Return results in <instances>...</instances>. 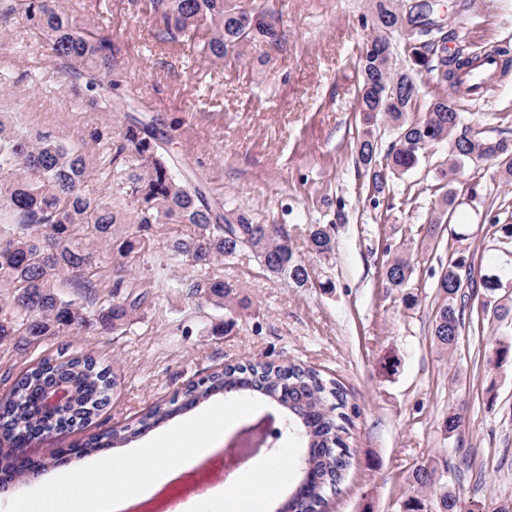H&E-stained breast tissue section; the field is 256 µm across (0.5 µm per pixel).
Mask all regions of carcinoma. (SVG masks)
<instances>
[{"instance_id": "cac0c4a2", "label": "carcinoma", "mask_w": 512, "mask_h": 512, "mask_svg": "<svg viewBox=\"0 0 512 512\" xmlns=\"http://www.w3.org/2000/svg\"><path fill=\"white\" fill-rule=\"evenodd\" d=\"M145 14L154 31L166 40H188L213 64L240 58L241 51L257 43L276 41L282 35L265 21L270 9L245 10L234 0H144ZM430 0H370L373 36L356 59L360 74L357 98L362 130L355 147L356 164L375 194H383L395 178L415 169L427 147L448 144V168L441 170L448 189L438 199L439 216L430 222L428 234L436 232L457 204L451 184L467 163L495 161L500 173L512 179V145L485 135L480 126H461L458 109L440 94L422 90L416 74L424 71L439 87H448L459 97L470 88L463 78L482 66L483 59L499 62L505 75L512 60L494 46L473 54L462 49L438 56V44L456 37L442 34L441 24L431 19ZM21 22L40 36L61 62L66 77L83 80L73 86L85 107L115 112L112 91V39L79 28L61 0H0V24ZM399 34L408 57L406 68L394 62L391 35ZM423 108L417 113V108ZM395 132L387 152H381V128ZM111 161L125 167V180L135 208L138 231L114 240L115 225L127 223L121 210L102 196L85 190L93 156L83 147H69L48 137L36 141L19 134L0 114V176L8 178L0 190V217L15 228L0 231V288L7 289L8 302L0 306V340L16 334L38 339L60 333L77 334L98 323L114 333H123L144 307L147 296L136 284L123 278L112 285V303L96 311L75 300L63 299L57 284L67 274L91 267L100 252L119 269L132 267L145 248L141 232L152 224H190L196 232L173 241L170 251L178 261L192 267H209L248 253L270 275L283 278L296 288L311 283L306 257L297 253L288 233L276 224H255L241 210L226 209L211 201L205 191L179 171L152 125L133 118L122 125L113 144ZM307 251L316 259L335 254L332 225L314 224L307 235ZM466 259H448L437 282L442 304L432 326L436 344L454 348L460 335L469 293L457 285V267ZM411 261L394 251L383 264L386 287L401 290L410 279ZM484 274L495 280L480 281L493 288L512 281V258L500 254L485 257ZM188 295L200 302L230 312L245 307L240 289L222 277L198 280L188 285ZM512 362V343L500 341L490 364ZM57 379L68 384L71 398L68 417L87 424L107 404L116 385L110 368L90 356L60 352L30 368L0 400V471L13 472L26 481L33 471L17 462V452L37 433L60 428L64 417L43 407L46 384ZM259 391L280 406L295 430L304 433V453L310 470L298 471L294 462H278L288 475H298L296 492L289 497L291 512H321L327 493H337L350 466L354 449L345 438L352 420L341 386L302 364L283 366L273 361L249 362L214 371L188 385L182 397L153 405L137 425L120 427L106 436L114 448L130 441L170 416L217 394ZM434 469L421 465L411 481L422 491L436 486Z\"/></svg>"}]
</instances>
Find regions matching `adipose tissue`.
<instances>
[{
	"label": "adipose tissue",
	"mask_w": 512,
	"mask_h": 512,
	"mask_svg": "<svg viewBox=\"0 0 512 512\" xmlns=\"http://www.w3.org/2000/svg\"><path fill=\"white\" fill-rule=\"evenodd\" d=\"M216 437L214 425L201 420L180 431L178 437L164 436L158 444L112 463L99 459L87 472L59 479L52 497L32 508L28 498L15 500L13 512H115L117 504L134 502L166 478L171 466H184Z\"/></svg>",
	"instance_id": "1"
}]
</instances>
